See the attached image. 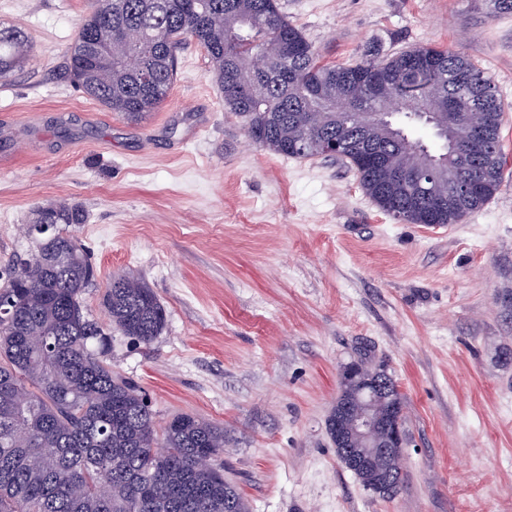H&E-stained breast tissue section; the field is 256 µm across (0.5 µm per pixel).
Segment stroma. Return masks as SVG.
Masks as SVG:
<instances>
[{"mask_svg":"<svg viewBox=\"0 0 512 512\" xmlns=\"http://www.w3.org/2000/svg\"><path fill=\"white\" fill-rule=\"evenodd\" d=\"M323 62L457 46L507 112L496 195L462 223L404 224L353 169L276 155L224 108L187 41L155 112L132 122L71 83L92 0H0L32 50L0 80V265L32 249L36 207L81 205L72 233L97 269L164 306L144 344L112 333V372L157 423L224 428L219 462L249 512H512V13L490 0H279ZM385 363L404 397L405 482L384 499L336 456L327 420L350 361Z\"/></svg>","mask_w":512,"mask_h":512,"instance_id":"stroma-1","label":"stroma"}]
</instances>
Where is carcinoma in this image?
Returning <instances> with one entry per match:
<instances>
[{
  "label": "carcinoma",
  "mask_w": 512,
  "mask_h": 512,
  "mask_svg": "<svg viewBox=\"0 0 512 512\" xmlns=\"http://www.w3.org/2000/svg\"><path fill=\"white\" fill-rule=\"evenodd\" d=\"M188 38L254 143L300 159L338 145L365 193L403 223L457 224L499 190L505 107L457 47L324 64L277 0H98L69 50V76L108 110L141 119L166 99ZM29 51L26 32L1 26L0 78ZM363 112L385 118L367 125ZM368 149L384 164L370 165ZM86 222L76 204L38 208L27 233H49L0 268V512H248L236 487L199 463L224 453V428L189 414L159 426L142 393L112 376L108 334L82 298L95 269L69 231ZM103 306L140 342L164 328V308L132 276L112 280Z\"/></svg>",
  "instance_id": "1"
}]
</instances>
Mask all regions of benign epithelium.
<instances>
[{
	"label": "benign epithelium",
	"mask_w": 512,
	"mask_h": 512,
	"mask_svg": "<svg viewBox=\"0 0 512 512\" xmlns=\"http://www.w3.org/2000/svg\"><path fill=\"white\" fill-rule=\"evenodd\" d=\"M341 376L345 384L355 388L357 403L363 406L358 413H352L348 407L342 406L327 422L334 447L346 449L342 459L348 467L360 472L377 455L394 457L403 452L406 441L401 431L399 413L391 409L383 416H376L371 412L373 402L391 393L389 375L364 379L358 364L351 362L342 367ZM352 439L357 440L360 447L354 450L347 448Z\"/></svg>",
	"instance_id": "obj_1"
}]
</instances>
